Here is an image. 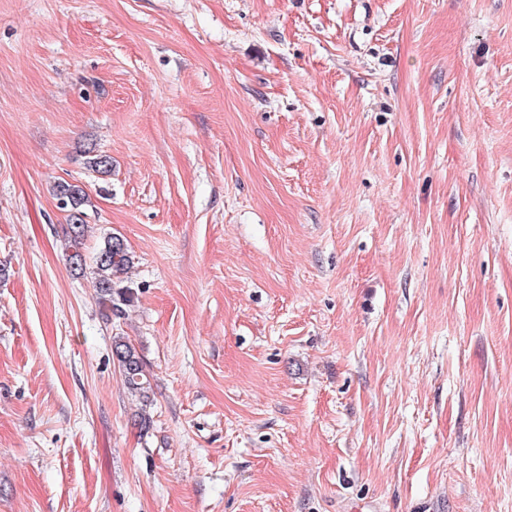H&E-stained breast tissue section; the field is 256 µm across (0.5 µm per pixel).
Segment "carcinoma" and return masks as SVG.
<instances>
[{"label": "carcinoma", "mask_w": 512, "mask_h": 512, "mask_svg": "<svg viewBox=\"0 0 512 512\" xmlns=\"http://www.w3.org/2000/svg\"><path fill=\"white\" fill-rule=\"evenodd\" d=\"M88 154V166L101 172L108 173L112 168V160L107 155L99 154L94 148L85 149ZM55 199L66 198L67 203L60 209L67 212L68 247L67 261L73 270L86 269V260L81 246L88 224L85 220L86 208L89 206V196L79 185L67 181H59L53 187ZM133 264V256L126 243L118 236H107L97 250L94 258L92 274L95 287L99 294L102 314L108 320L112 317L125 315L124 307L133 298L132 288L127 285L125 274ZM112 358L121 368L127 389L138 396L143 405H148L151 398V381L146 366L137 353L123 336H115L112 341Z\"/></svg>", "instance_id": "cac0c4a2"}]
</instances>
